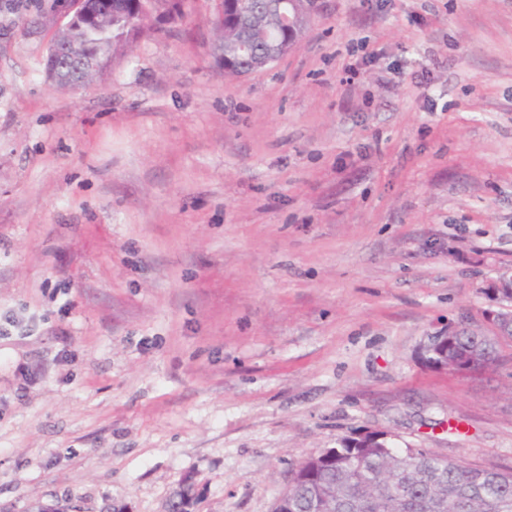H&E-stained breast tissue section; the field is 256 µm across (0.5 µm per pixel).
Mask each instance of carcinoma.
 <instances>
[{
	"label": "carcinoma",
	"mask_w": 512,
	"mask_h": 512,
	"mask_svg": "<svg viewBox=\"0 0 512 512\" xmlns=\"http://www.w3.org/2000/svg\"><path fill=\"white\" fill-rule=\"evenodd\" d=\"M112 17L104 26L83 33L92 64L62 67L56 76L70 85H91L112 66L118 52L127 48L129 36L139 38L148 16L132 23L134 0H109ZM269 0H249L245 14L265 29V37L251 45L248 53L236 52L240 18L224 13V59L232 67L227 78H237L254 68L270 43H287L288 30L277 24ZM469 349L470 372L486 370L498 361V345L507 336H478L461 330L452 336ZM274 512H512V472L467 465L427 448H403L368 432L343 438L332 454L308 457L279 498Z\"/></svg>",
	"instance_id": "carcinoma-1"
}]
</instances>
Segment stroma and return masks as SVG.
I'll return each mask as SVG.
<instances>
[{"label": "stroma", "instance_id": "obj_1", "mask_svg": "<svg viewBox=\"0 0 512 512\" xmlns=\"http://www.w3.org/2000/svg\"><path fill=\"white\" fill-rule=\"evenodd\" d=\"M0 0V512H272L367 431L512 471V345L418 351L512 270V0H318L228 80L187 0L74 92Z\"/></svg>", "mask_w": 512, "mask_h": 512}]
</instances>
